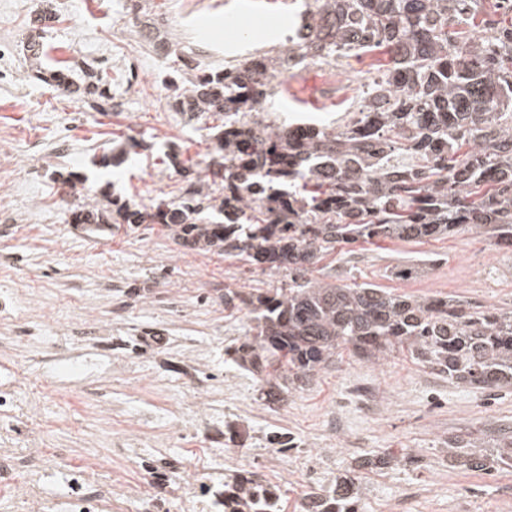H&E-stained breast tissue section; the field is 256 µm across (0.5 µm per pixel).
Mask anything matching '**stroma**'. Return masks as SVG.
I'll list each match as a JSON object with an SVG mask.
<instances>
[{"label":"stroma","instance_id":"obj_1","mask_svg":"<svg viewBox=\"0 0 512 512\" xmlns=\"http://www.w3.org/2000/svg\"><path fill=\"white\" fill-rule=\"evenodd\" d=\"M37 2L0 0V39L8 40L17 63L12 78H0V295L17 300L11 314L0 317V364L38 370L44 347L19 338L18 330L52 326L69 337L71 349L111 367L103 384L111 403L134 410L143 396L139 382L150 380L167 384V399L181 404L182 365L197 358L223 368L225 347L244 334L248 317L225 310V289L278 287L288 273L183 249L157 224L134 230L121 224L99 235L73 223L72 198L59 175L84 174L93 197L113 194L140 205L170 200L183 183L162 164L164 152L175 144L185 158L203 161L213 131L173 111L162 86L170 59L142 43L129 23L127 0H52L58 20L45 38L50 56L75 68H100L98 50L107 48L116 60L109 75L117 109L97 112L87 98L60 96L35 79L23 41ZM147 2L141 20L183 41H201V59L212 67L229 54L272 48L278 33L271 21L291 18L298 8L296 0ZM384 60L374 52L307 64L288 74L256 117L335 127ZM403 267L413 275L398 277ZM320 275L512 309V256L496 254L480 238L346 245L321 262ZM87 322L104 336H133L159 325L172 344L140 360L129 375L96 340L73 338ZM91 398L84 380L45 375L40 445L68 449L75 462L95 458L108 473L116 465L113 434L87 409ZM238 399L252 430L310 445L332 473L354 469L363 455L397 456L386 468L357 471L362 512H512V468L464 471L448 458L450 436L512 428V389L456 386L404 356L372 366L343 350L307 390L273 406L251 382ZM333 421L341 427L335 436L325 432ZM410 450L416 463H401Z\"/></svg>","mask_w":512,"mask_h":512}]
</instances>
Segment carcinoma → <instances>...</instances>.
Masks as SVG:
<instances>
[{
    "mask_svg": "<svg viewBox=\"0 0 512 512\" xmlns=\"http://www.w3.org/2000/svg\"><path fill=\"white\" fill-rule=\"evenodd\" d=\"M304 23L266 57L273 71L299 57L330 64L383 49L389 64L364 86L339 130L249 118L273 96L248 59L202 70L194 48L166 41L172 69L189 76L172 108L223 119L208 153L210 185L172 148L169 166L186 183L175 201L141 207L82 198L77 224H160L176 244L288 271V286L224 291V308L246 312L244 336L224 361L257 381L268 404L306 390L338 350L379 365L403 354L457 385L512 387V310L437 296L396 294L372 283L314 275L343 244L471 235L512 242V0H304ZM50 14L34 15L28 58L43 62ZM36 72L68 95L111 101L106 72L86 84L56 61ZM466 470L512 467V435L492 445L480 432L448 440ZM388 453L360 457L380 469ZM351 471L303 497L302 512H360Z\"/></svg>",
    "mask_w": 512,
    "mask_h": 512,
    "instance_id": "carcinoma-1",
    "label": "carcinoma"
}]
</instances>
